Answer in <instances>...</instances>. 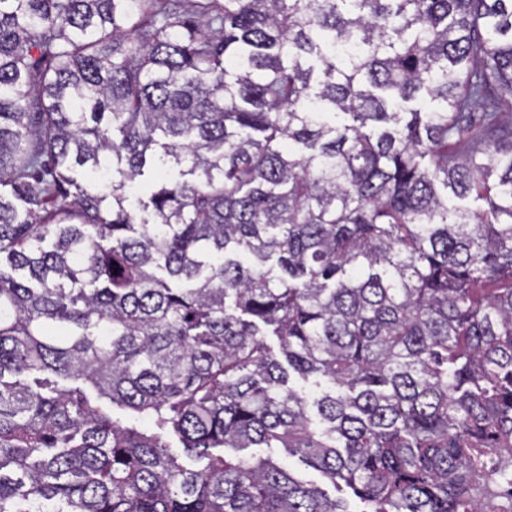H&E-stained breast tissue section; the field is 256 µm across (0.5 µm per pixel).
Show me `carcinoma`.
Segmentation results:
<instances>
[{
  "label": "carcinoma",
  "instance_id": "1",
  "mask_svg": "<svg viewBox=\"0 0 512 512\" xmlns=\"http://www.w3.org/2000/svg\"><path fill=\"white\" fill-rule=\"evenodd\" d=\"M242 448L512 496V0H0V512H350Z\"/></svg>",
  "mask_w": 512,
  "mask_h": 512
}]
</instances>
